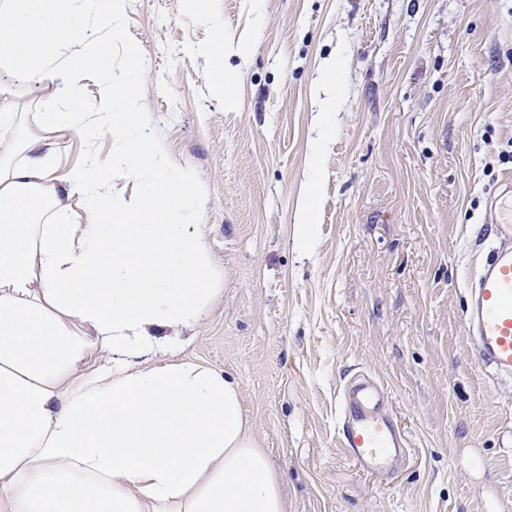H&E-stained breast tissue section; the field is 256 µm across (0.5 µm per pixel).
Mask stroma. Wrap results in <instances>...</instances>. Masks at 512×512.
<instances>
[{
    "label": "stroma",
    "mask_w": 512,
    "mask_h": 512,
    "mask_svg": "<svg viewBox=\"0 0 512 512\" xmlns=\"http://www.w3.org/2000/svg\"><path fill=\"white\" fill-rule=\"evenodd\" d=\"M245 35L246 56L224 50ZM337 55L325 134L321 68ZM101 60L139 71L131 92L196 174L223 295L180 356L238 383L286 512H483L491 491L512 497V384L477 367L462 325L487 201L512 177V0H127ZM220 68L236 76L228 102L211 92ZM360 369L410 438L388 483L339 444V394ZM295 224H298L297 244L305 249L310 242L311 226L316 224V211L312 199L296 214Z\"/></svg>",
    "instance_id": "stroma-1"
}]
</instances>
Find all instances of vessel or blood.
I'll return each mask as SVG.
<instances>
[{
	"label": "vessel or blood",
	"instance_id": "1",
	"mask_svg": "<svg viewBox=\"0 0 512 512\" xmlns=\"http://www.w3.org/2000/svg\"><path fill=\"white\" fill-rule=\"evenodd\" d=\"M494 214L487 259L469 279L463 314L477 364L495 381H512V178L490 201ZM337 421L340 443L358 469L382 478L405 457L408 440L390 406L387 388L359 373L344 385Z\"/></svg>",
	"mask_w": 512,
	"mask_h": 512
}]
</instances>
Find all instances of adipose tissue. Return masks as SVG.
<instances>
[{
  "instance_id": "adipose-tissue-1",
  "label": "adipose tissue",
  "mask_w": 512,
  "mask_h": 512,
  "mask_svg": "<svg viewBox=\"0 0 512 512\" xmlns=\"http://www.w3.org/2000/svg\"><path fill=\"white\" fill-rule=\"evenodd\" d=\"M126 0H0V512H285L225 372L175 358L222 290L192 169L97 58ZM76 36L104 107L46 52ZM47 89L36 131L15 90ZM112 136L66 177L53 145ZM142 182L140 197L112 193ZM98 356L88 374L83 365Z\"/></svg>"
}]
</instances>
